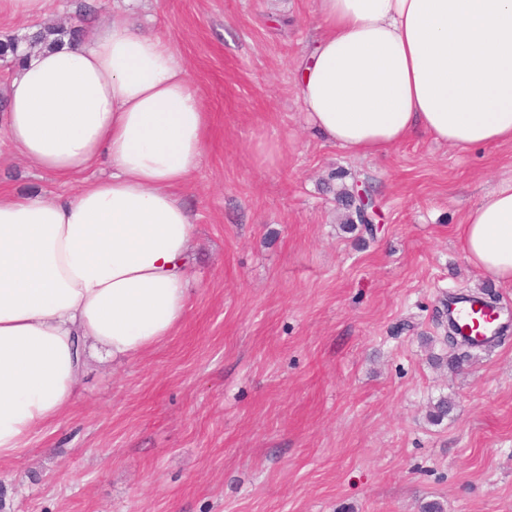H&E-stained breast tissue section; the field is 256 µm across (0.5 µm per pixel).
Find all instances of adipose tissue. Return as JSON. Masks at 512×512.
I'll use <instances>...</instances> for the list:
<instances>
[{
  "label": "adipose tissue",
  "mask_w": 512,
  "mask_h": 512,
  "mask_svg": "<svg viewBox=\"0 0 512 512\" xmlns=\"http://www.w3.org/2000/svg\"><path fill=\"white\" fill-rule=\"evenodd\" d=\"M296 67L312 131L364 157L416 133L460 152L512 143V0H316ZM0 128L76 191L0 194V461L70 404L93 352L138 357L182 322L209 115L171 45L114 19L29 54ZM467 260L512 284V178L460 226Z\"/></svg>",
  "instance_id": "adipose-tissue-1"
}]
</instances>
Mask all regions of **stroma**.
Here are the masks:
<instances>
[{"mask_svg":"<svg viewBox=\"0 0 512 512\" xmlns=\"http://www.w3.org/2000/svg\"><path fill=\"white\" fill-rule=\"evenodd\" d=\"M315 0H47L0 14V42L118 15L164 36L210 115L180 189L194 282L171 336L90 361L74 402L0 463V512H512V330L452 357L443 295L512 284L467 262L459 225L512 177V144L425 135L358 157L306 125L293 71ZM280 144L275 164L252 148ZM0 130V190L76 189ZM369 186L374 233L343 232L341 186ZM448 397L442 423L430 404Z\"/></svg>","mask_w":512,"mask_h":512,"instance_id":"obj_1","label":"stroma"}]
</instances>
